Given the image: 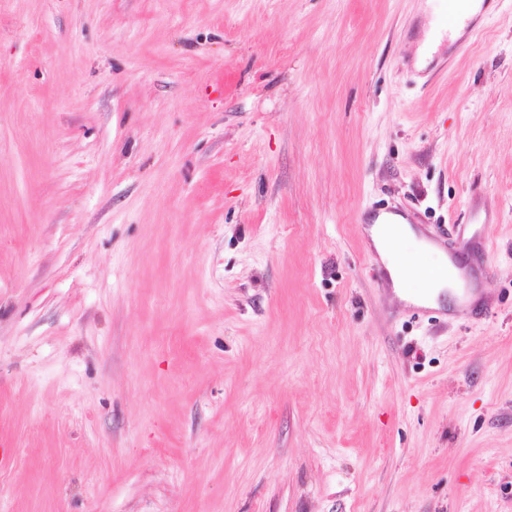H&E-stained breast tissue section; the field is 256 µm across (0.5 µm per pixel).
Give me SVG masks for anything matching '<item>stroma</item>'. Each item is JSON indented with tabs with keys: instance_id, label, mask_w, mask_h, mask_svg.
Returning a JSON list of instances; mask_svg holds the SVG:
<instances>
[{
	"instance_id": "stroma-1",
	"label": "stroma",
	"mask_w": 512,
	"mask_h": 512,
	"mask_svg": "<svg viewBox=\"0 0 512 512\" xmlns=\"http://www.w3.org/2000/svg\"><path fill=\"white\" fill-rule=\"evenodd\" d=\"M427 2L0 0V512H512V0ZM472 1L475 0H438L439 2V12H438V24L437 31L444 34L445 32L449 34L450 30L454 28L460 19L463 17L465 12L469 9ZM480 4L476 3L470 13V20L480 11ZM466 20L467 27H470V30H473L471 26V21ZM465 24L456 27L450 32L449 38L454 41L457 38L461 37L465 31ZM383 214L384 218L381 222H377L380 218V215ZM394 216H400L403 219L409 221L408 217L402 210L395 208H381L376 211L371 218H373V222H369L368 224H359V231L366 243L367 252L371 259V261L376 260L377 262V250L373 244V240L371 238V234L369 232L370 227L373 224H381V234L379 239V227H374L373 239L374 242L381 254L382 260L388 269L383 268L382 266H378L376 270V275L380 281H388L391 278L393 288H400V283L402 278L407 279L406 275L402 274V271H407L408 276L414 280H423L427 278V269H423L418 265L409 266L407 263V255L405 250V238L407 234V225L402 223L399 219ZM382 244V246H381ZM393 254L400 265V269L395 260L387 255L384 249ZM390 274V277H389ZM419 233L429 246L437 248L443 254H445L447 262L445 261L444 266L447 269V272H453L458 278L466 282L472 281L471 273L468 271L465 263H463L460 258L467 252L473 250L486 251L488 248V243L485 239L473 238L469 240H463L459 243L455 253L448 256V243L442 238L441 235L428 232L424 227L419 229ZM408 235L409 237L406 239V248L409 249L413 255L419 258L424 256L430 258L434 264L432 267H430L431 269H436L443 264V260H445L443 254L440 257L428 256L427 254L429 250L426 249L428 246L416 238L410 227H408Z\"/></svg>"
}]
</instances>
